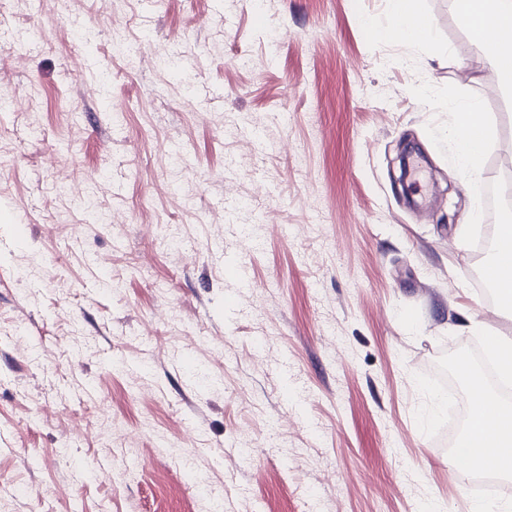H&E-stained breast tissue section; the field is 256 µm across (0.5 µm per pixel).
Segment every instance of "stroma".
Segmentation results:
<instances>
[{
    "mask_svg": "<svg viewBox=\"0 0 512 512\" xmlns=\"http://www.w3.org/2000/svg\"><path fill=\"white\" fill-rule=\"evenodd\" d=\"M418 10L421 45L389 0H0L40 40L0 49V512H469L414 376L512 334L476 249L512 93ZM477 107L473 104H464L454 111V120L449 127V135L455 147V153L459 164L470 170L480 178L483 173L482 156L486 144L485 120L483 114L476 112ZM478 122L482 128V142L478 144L470 140H477L481 136L479 125L468 130L467 127ZM469 135V137H468Z\"/></svg>",
    "mask_w": 512,
    "mask_h": 512,
    "instance_id": "stroma-1",
    "label": "stroma"
}]
</instances>
